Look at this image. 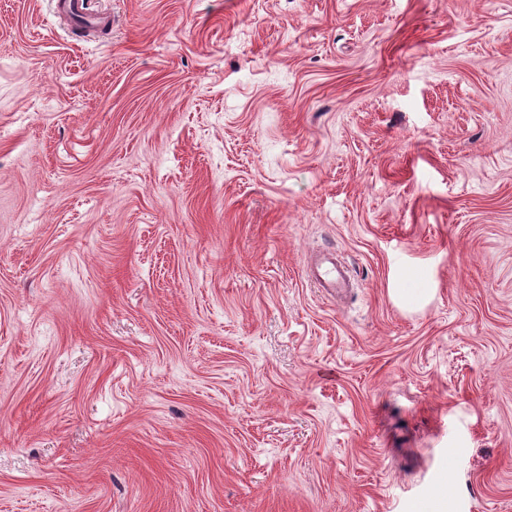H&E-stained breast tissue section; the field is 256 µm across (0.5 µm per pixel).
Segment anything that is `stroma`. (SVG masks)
<instances>
[{
	"label": "stroma",
	"instance_id": "1",
	"mask_svg": "<svg viewBox=\"0 0 512 512\" xmlns=\"http://www.w3.org/2000/svg\"><path fill=\"white\" fill-rule=\"evenodd\" d=\"M93 6L0 0V512H512V0ZM55 9L74 28L90 31L105 28L108 24L105 14L92 9L91 0H57ZM313 275L322 288H343L348 282L347 271L335 261L319 265Z\"/></svg>",
	"mask_w": 512,
	"mask_h": 512
}]
</instances>
